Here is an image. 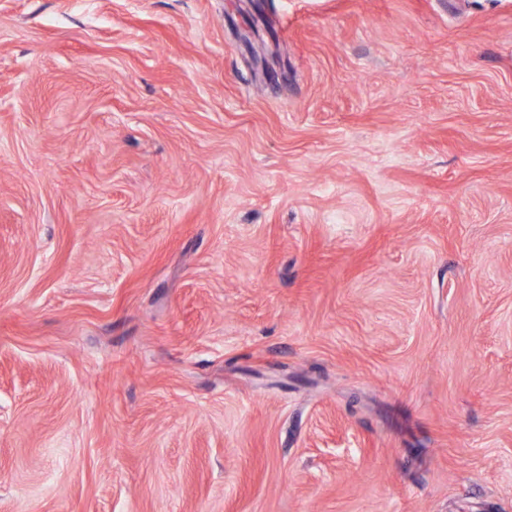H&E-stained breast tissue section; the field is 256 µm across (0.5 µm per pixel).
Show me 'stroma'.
<instances>
[{
    "label": "stroma",
    "instance_id": "35a3bbf8",
    "mask_svg": "<svg viewBox=\"0 0 512 512\" xmlns=\"http://www.w3.org/2000/svg\"><path fill=\"white\" fill-rule=\"evenodd\" d=\"M0 512H512V0H0Z\"/></svg>",
    "mask_w": 512,
    "mask_h": 512
}]
</instances>
